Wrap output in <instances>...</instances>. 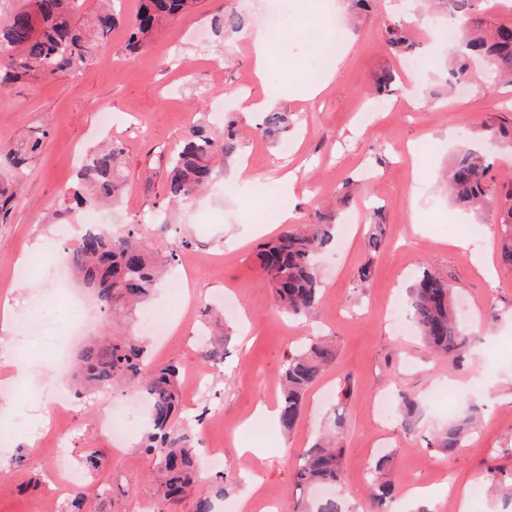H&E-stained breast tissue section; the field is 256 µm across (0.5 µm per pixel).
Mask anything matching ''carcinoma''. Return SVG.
I'll list each match as a JSON object with an SVG mask.
<instances>
[{"mask_svg": "<svg viewBox=\"0 0 512 512\" xmlns=\"http://www.w3.org/2000/svg\"><path fill=\"white\" fill-rule=\"evenodd\" d=\"M79 0H23L9 22L0 26V90L28 79L52 80L61 74L83 72L93 61L96 44L119 24L118 13L105 7L91 17L76 15ZM200 0H142V7L128 23L129 50L142 48L153 32L167 21L198 8ZM458 21L454 56L448 69V84L454 86L471 77L474 58L481 59L494 80L512 83V22L495 23L476 17L471 0H448ZM387 45L397 54L413 48L400 25L387 28ZM288 113H265L254 129L259 137L271 138L288 128ZM235 122L224 126V137L215 138L197 127L168 158L165 167L166 204L177 206L207 188L215 177V159L229 158L237 150ZM48 130L33 126L27 137L0 151V214L14 202L19 185L35 157L42 151ZM483 138L502 149H512V121L502 118L484 125ZM124 149L115 141L85 154L79 164L70 199L77 206L112 205L123 196L126 178L121 157ZM492 163L475 147H464L448 164V201L460 211L499 212L502 227L501 260L512 267V186L496 192ZM317 220L302 226L286 225L273 238L258 245L256 258L264 284L271 288L277 307L290 317H307L321 298L317 256L334 242L342 224L340 210L316 211ZM366 237L369 254L380 253L386 243V225L372 216ZM67 262L94 291L101 310L128 312L143 303L160 279V265L140 225L126 224L118 235L86 232L66 248ZM412 319L423 343L454 366L479 337L465 330L453 303L448 280L428 270L417 275L409 290ZM336 362V343L316 337L288 355L280 376V429L291 433L304 410L306 394ZM76 378L85 390H108L123 386L146 395L151 404L147 432L141 445L154 474L156 495L172 502L199 481L198 448L193 429L177 421L179 370L157 367L147 350L133 336H114L91 343L80 356ZM421 410L416 397L402 396L401 426L415 428ZM481 411L463 403L434 436L431 445L448 453L470 437L480 422ZM392 456L377 458L370 468L372 494L369 512H386L393 499L387 479ZM297 484L310 490L319 484L344 481L343 449L336 436L316 440L301 456L295 472ZM301 512H351L347 501L336 495L312 499Z\"/></svg>", "mask_w": 512, "mask_h": 512, "instance_id": "1", "label": "carcinoma"}]
</instances>
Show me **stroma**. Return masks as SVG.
Masks as SVG:
<instances>
[{
	"label": "stroma",
	"mask_w": 512,
	"mask_h": 512,
	"mask_svg": "<svg viewBox=\"0 0 512 512\" xmlns=\"http://www.w3.org/2000/svg\"><path fill=\"white\" fill-rule=\"evenodd\" d=\"M265 0H201L197 10L163 26L150 43L131 52L124 26L99 42L93 63L78 75L54 80L29 79L0 95V148L15 145L30 127L45 126L49 136L23 179L7 218H0V302L10 301L13 318L0 326V431L11 442L0 447V512H63L68 500L49 480L61 466L81 469L86 450L102 453L111 475L112 495H87L84 512H144L156 505L148 464L139 449L144 430L131 423L124 450L112 453L101 424L111 408L133 400L119 390L74 398L54 434L42 433L33 406L49 410L46 387H70V372L47 366L20 317L31 298L51 283L43 268L59 247L58 227L97 219L114 230L140 225L158 257L178 250L204 266L194 275L189 294L174 286L181 276L173 265L167 280L148 304L166 313L170 330L163 339L146 336L141 313L95 317L79 336H71V313L54 302L41 313L57 325L61 342L78 354L97 335L146 336L155 364L177 365L181 372L198 368L207 390L192 396L182 385L181 423L193 428L202 450L205 474L193 495L161 512H194L198 496H210L216 512H240V498L250 488L278 512H294L305 499L294 473L300 453L339 412L344 450L343 490L351 504H368V467L378 456L394 458L390 479L396 491L411 485L436 489L435 512H457L456 504L472 483L482 482L487 468L498 472L499 486L487 493L485 512H512L501 498L512 492V268L500 261L502 236L495 212L459 214L448 202L442 174L453 154L480 144V127L504 117L512 106V86L485 89L482 69L470 84L448 91L449 43L439 30L451 21L445 0H374L357 25H350V0H291L288 23L273 40L274 61L265 80L252 66L250 34L261 31ZM243 15V30L224 32L212 20L221 11ZM402 23L412 35L424 66L409 71L385 43V29ZM338 27L344 43L338 52L335 80L315 102L305 101L302 85L310 81L322 43L309 29ZM393 71L387 97L373 94L377 73ZM287 86L278 101L292 119L282 139H262L250 129L261 119L244 109L245 96L264 97L265 86ZM112 115V138L122 142L126 189L115 208L66 209L65 193L73 185L75 154L101 139L97 114ZM231 113L241 131L233 157L218 160L213 185L190 203L162 214L161 157L192 128L203 125L223 137L222 113ZM289 151H282V144ZM248 164L252 181L236 176ZM295 182L285 188L283 173ZM356 191L351 207H377L387 225V244L375 257L363 243H349L341 228L333 245L318 260L322 296L310 320L279 313L271 290L263 285L255 259L258 243L275 234L280 223H266L268 210L285 206L297 221L314 220L316 204H333L346 184ZM483 227L479 250L469 248L468 228ZM372 262L375 276L358 288L355 274ZM491 262L492 275L480 273ZM16 265L30 267L15 278ZM445 277L455 288L457 311L467 329L480 335L463 365L449 369L447 360L430 352L409 323H396L386 305L406 302L412 278L423 269ZM315 336L336 342V362L319 386L324 401L307 395L303 416L291 434L265 422L264 434L247 424L259 406L276 405L279 376L288 354ZM218 356L204 361L206 351ZM40 366L30 377L17 376L21 364ZM353 383L351 397L338 391L343 377ZM418 397L422 413L415 431H405L396 411L378 420L376 402L383 395ZM480 405L482 424L461 448L443 454L428 441L455 413L459 403ZM224 451L212 465L207 451Z\"/></svg>",
	"instance_id": "obj_1"
}]
</instances>
